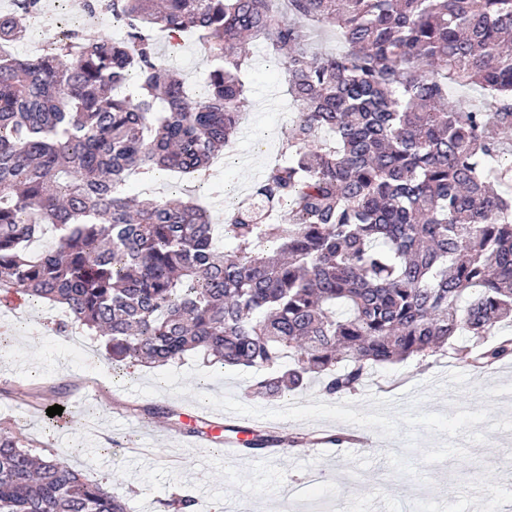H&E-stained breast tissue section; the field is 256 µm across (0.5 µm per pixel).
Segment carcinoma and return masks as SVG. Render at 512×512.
<instances>
[{"label": "carcinoma", "instance_id": "obj_1", "mask_svg": "<svg viewBox=\"0 0 512 512\" xmlns=\"http://www.w3.org/2000/svg\"><path fill=\"white\" fill-rule=\"evenodd\" d=\"M36 0L0 12V48ZM120 39L67 33L0 59V288L63 306L119 366L191 352L281 397L313 374L352 394L369 370L450 350L512 358V0H85ZM339 48L313 51L314 30ZM196 36L198 98L154 33ZM283 58L294 116L221 228L165 171L206 182L239 130L250 44ZM487 105L448 107V86ZM54 230L53 241L32 244ZM279 435L246 440L262 455ZM0 512H128L126 500L0 424Z\"/></svg>", "mask_w": 512, "mask_h": 512}]
</instances>
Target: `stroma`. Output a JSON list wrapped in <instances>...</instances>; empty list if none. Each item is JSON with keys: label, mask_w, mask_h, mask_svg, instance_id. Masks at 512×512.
<instances>
[{"label": "stroma", "mask_w": 512, "mask_h": 512, "mask_svg": "<svg viewBox=\"0 0 512 512\" xmlns=\"http://www.w3.org/2000/svg\"><path fill=\"white\" fill-rule=\"evenodd\" d=\"M164 64L190 91L205 87L209 64L195 41L159 44ZM245 81L250 105L216 183L196 184L169 172L152 182L129 180L128 193L180 192L206 205L220 224L277 156L293 116L284 68L267 48H250ZM60 307L25 303L22 331L0 351V421L17 420L31 447L63 453L89 479H111L130 512H170L167 502L189 494L211 512H232L247 500L255 512H273L287 484L301 485L323 512H503L512 503V360L475 370L443 355L411 357L374 370L356 393L326 395L316 379L280 398L250 392L254 374L241 366L218 368L189 354L173 363L143 365L130 376L113 368L104 343L87 340L74 359L66 337L50 331ZM175 407L174 417L151 418L146 406ZM48 404L67 407L65 434L44 421ZM263 416L305 437L277 457L228 456L223 441L210 448L173 449L189 428L187 410ZM354 431L369 446L336 447L315 432ZM323 471L319 486L307 469Z\"/></svg>", "instance_id": "1"}]
</instances>
